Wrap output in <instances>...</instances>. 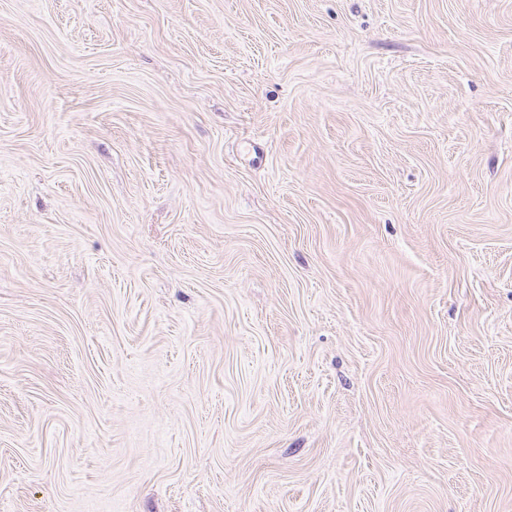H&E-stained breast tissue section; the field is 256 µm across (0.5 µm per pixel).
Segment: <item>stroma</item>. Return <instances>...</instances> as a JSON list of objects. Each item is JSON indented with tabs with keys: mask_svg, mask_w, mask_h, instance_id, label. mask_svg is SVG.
Listing matches in <instances>:
<instances>
[{
	"mask_svg": "<svg viewBox=\"0 0 512 512\" xmlns=\"http://www.w3.org/2000/svg\"><path fill=\"white\" fill-rule=\"evenodd\" d=\"M0 512H512V0H0Z\"/></svg>",
	"mask_w": 512,
	"mask_h": 512,
	"instance_id": "stroma-1",
	"label": "stroma"
}]
</instances>
